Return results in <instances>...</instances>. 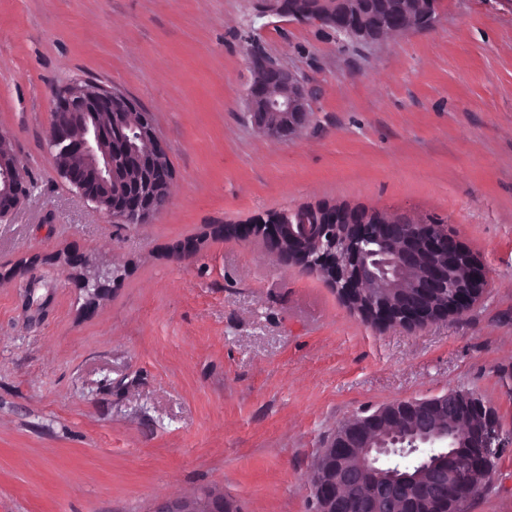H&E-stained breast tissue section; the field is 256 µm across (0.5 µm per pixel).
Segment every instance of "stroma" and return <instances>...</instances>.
I'll list each match as a JSON object with an SVG mask.
<instances>
[{
	"label": "stroma",
	"mask_w": 512,
	"mask_h": 512,
	"mask_svg": "<svg viewBox=\"0 0 512 512\" xmlns=\"http://www.w3.org/2000/svg\"><path fill=\"white\" fill-rule=\"evenodd\" d=\"M250 48L302 77L297 137L253 126ZM75 79L153 113L174 176L149 223H113L59 176L50 102ZM0 130L31 184L0 219V512L206 492L315 512L339 424L455 390L497 410L506 444L465 512H512V0H438L431 27L375 44L251 0H0ZM323 202L443 220L488 287L379 332L322 276L224 233ZM70 254L112 270L102 298Z\"/></svg>",
	"instance_id": "stroma-1"
}]
</instances>
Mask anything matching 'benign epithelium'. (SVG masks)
<instances>
[{
  "mask_svg": "<svg viewBox=\"0 0 512 512\" xmlns=\"http://www.w3.org/2000/svg\"><path fill=\"white\" fill-rule=\"evenodd\" d=\"M261 17L288 14L303 24L333 23L336 33L354 41L375 44L434 22V14L424 11L414 24H402L388 15L371 27L359 11L346 8L333 14L308 11L284 0H253ZM252 72L248 91L251 112L257 129L266 135L287 140L295 137L309 121L311 107L302 78L264 54L247 52ZM51 107L58 114L49 144L52 159L61 176L85 200L95 204L120 224H146L156 214L155 199L166 192L173 179L171 166L158 160L167 158L165 143L155 129L153 114L128 101V97L91 81H73L58 90ZM132 130L136 140L119 138L124 149L112 150V130ZM136 159L138 181L125 185L124 165ZM30 195L22 161L12 149V139L0 131V219L8 216ZM301 218L280 213L261 225L259 239L281 263L320 273L339 292L347 304L357 303L364 316H375L385 323L427 325L448 317L430 305L434 294L448 281L453 271L463 267V251L451 233L435 224H421L415 234H400L406 217L361 218L345 215L329 207L303 206ZM393 240L397 248L392 257L376 259L375 252L361 243L372 239ZM65 264L82 269L84 289L99 297L106 291L110 271L94 267L85 258L69 255ZM417 271L413 296L394 292V274L399 278ZM487 286V273L480 265L469 266L468 284L458 287L455 301L466 306L471 289ZM469 410L482 425L463 437L469 450H448L443 422L456 413L455 400L448 394L416 404L398 401L390 404L389 415L410 418L413 424L404 431L390 429L373 413L337 432L332 446L322 450L313 474V495L317 512H341L345 508L340 493L367 487L360 507L362 512H395L410 494L440 504L457 497L466 486L479 490L494 475L492 461L504 447L494 407L474 402ZM418 456L421 465L414 472L387 469L381 460L393 454ZM152 512H231L228 498L203 494L157 505Z\"/></svg>",
  "mask_w": 512,
  "mask_h": 512,
  "instance_id": "7a95c632",
  "label": "benign epithelium"
}]
</instances>
